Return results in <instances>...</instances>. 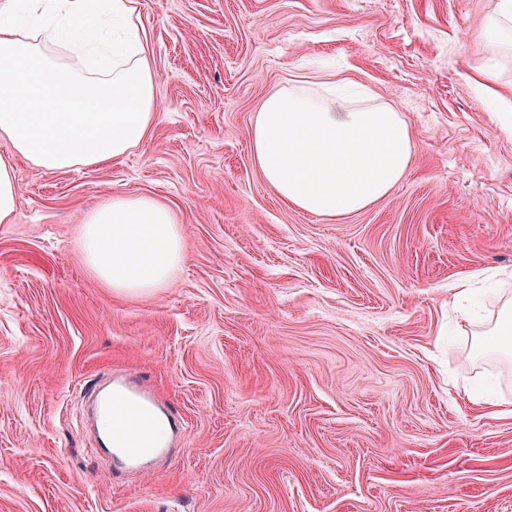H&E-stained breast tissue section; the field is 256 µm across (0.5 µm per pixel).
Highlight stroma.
I'll use <instances>...</instances> for the list:
<instances>
[{
  "instance_id": "35a3bbf8",
  "label": "stroma",
  "mask_w": 512,
  "mask_h": 512,
  "mask_svg": "<svg viewBox=\"0 0 512 512\" xmlns=\"http://www.w3.org/2000/svg\"><path fill=\"white\" fill-rule=\"evenodd\" d=\"M499 0H140L162 110L119 162L13 160L0 224V512H512V418L464 383L485 321L456 281L512 272V57L479 40ZM494 71L486 82V71ZM295 78L386 103L405 178L341 219L285 203L250 132ZM115 193L177 213L185 261L121 294L84 266L79 218ZM141 375L184 419L170 459L112 478L80 392ZM19 199L20 188L14 166L10 160L0 157V224L13 223Z\"/></svg>"
}]
</instances>
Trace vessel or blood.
Masks as SVG:
<instances>
[{
    "mask_svg": "<svg viewBox=\"0 0 512 512\" xmlns=\"http://www.w3.org/2000/svg\"><path fill=\"white\" fill-rule=\"evenodd\" d=\"M91 395L95 418L104 425L98 446L111 457L113 473L145 471L169 454L182 422L139 376L113 373Z\"/></svg>",
    "mask_w": 512,
    "mask_h": 512,
    "instance_id": "vessel-or-blood-1",
    "label": "vessel or blood"
}]
</instances>
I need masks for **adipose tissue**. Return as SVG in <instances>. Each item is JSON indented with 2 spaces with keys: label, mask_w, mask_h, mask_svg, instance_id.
Wrapping results in <instances>:
<instances>
[{
  "label": "adipose tissue",
  "mask_w": 512,
  "mask_h": 512,
  "mask_svg": "<svg viewBox=\"0 0 512 512\" xmlns=\"http://www.w3.org/2000/svg\"><path fill=\"white\" fill-rule=\"evenodd\" d=\"M139 0H0V141L47 172L104 166L146 141L160 115ZM253 157L292 206L343 217L400 183L410 127L386 104L350 105L291 84L251 131ZM85 266L119 293L167 287L185 256L180 220L150 195L115 194L81 219ZM483 353L512 355V289L497 293Z\"/></svg>",
  "instance_id": "ef3b65f1"
}]
</instances>
